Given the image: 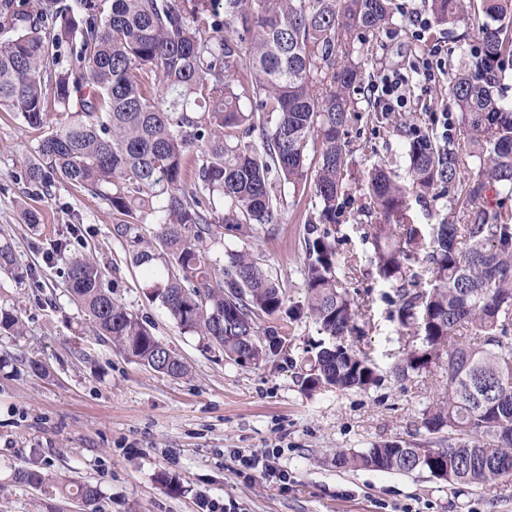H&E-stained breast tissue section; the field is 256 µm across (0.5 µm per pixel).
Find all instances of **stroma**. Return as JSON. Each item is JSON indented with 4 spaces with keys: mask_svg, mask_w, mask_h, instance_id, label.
Wrapping results in <instances>:
<instances>
[{
    "mask_svg": "<svg viewBox=\"0 0 512 512\" xmlns=\"http://www.w3.org/2000/svg\"><path fill=\"white\" fill-rule=\"evenodd\" d=\"M381 40L367 74L402 68L443 36L434 26L418 41L402 25ZM40 137L0 110V241L36 274L21 284L0 274V309L15 311L25 325L20 338L0 337V512H85L80 501L18 483L20 467L97 485L100 512H201L204 497L233 502L235 512H512V476L460 489L426 472L336 466L339 448L432 439L422 412L439 383L429 373L403 382L393 377L405 339L389 320L388 290L377 275L358 277L351 292L369 306L380 331L348 342L377 362L378 386L303 392L299 376L318 339L306 319L282 328L287 350L246 367L225 361L145 299L139 272L125 262L127 246L112 233L116 219L105 201L64 182L47 194L27 183L24 160ZM349 137L371 142L393 172L404 175L397 138L375 135L366 119ZM283 201L285 224L246 238L228 231L224 242L277 275L295 304L304 299L303 231L313 206L306 191L285 190ZM30 211L38 224L28 223ZM60 239L68 240V254H96L114 297L187 362V376L157 374L96 336L63 287L65 264L53 255ZM267 448L282 449L279 467L290 483L237 474L234 453ZM168 477L177 490L165 486Z\"/></svg>",
    "mask_w": 512,
    "mask_h": 512,
    "instance_id": "1",
    "label": "stroma"
}]
</instances>
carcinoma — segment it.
Here are the masks:
<instances>
[{
  "label": "carcinoma",
  "mask_w": 512,
  "mask_h": 512,
  "mask_svg": "<svg viewBox=\"0 0 512 512\" xmlns=\"http://www.w3.org/2000/svg\"><path fill=\"white\" fill-rule=\"evenodd\" d=\"M440 25L461 21L448 60V134L421 116L376 112L365 66L380 32L397 25L396 0H0V108L48 128L27 161L29 184L62 180L102 198L113 234L130 246L144 297L183 333L256 364L285 342L261 321L306 316L327 342L308 351L306 392L367 390L379 381L370 354L347 336L377 331L349 292L368 263L393 290L390 321L406 337L394 378L436 368L443 392L423 411L448 447L374 442L336 450V466L427 472L461 486L512 475V102L499 93L512 66V0H421ZM402 137L407 174L382 162L358 168L348 128L363 118ZM309 187L305 305L286 307L279 279L224 231L249 237L285 221L280 187ZM358 192L368 225L363 255L341 256L339 227ZM448 199V214L421 224L412 201ZM155 225L145 237L142 225ZM64 288L97 336L170 378L186 363L112 296L92 254L65 256ZM0 273L23 271L10 243ZM22 321L0 309V335ZM42 487L49 474L18 472ZM85 506L92 484L60 485Z\"/></svg>",
  "instance_id": "obj_1"
}]
</instances>
